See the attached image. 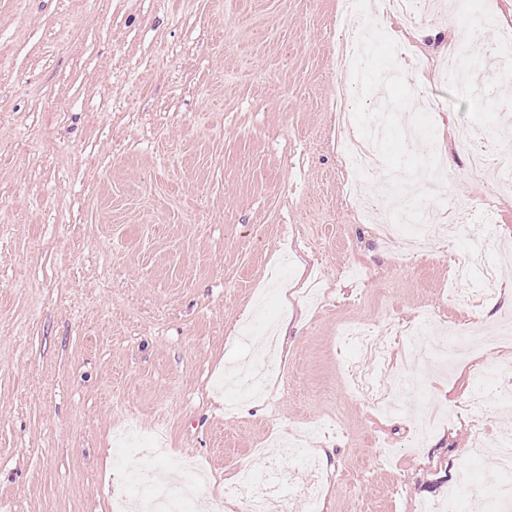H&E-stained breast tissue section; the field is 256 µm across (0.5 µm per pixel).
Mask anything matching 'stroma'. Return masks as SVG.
<instances>
[{"label": "stroma", "mask_w": 512, "mask_h": 512, "mask_svg": "<svg viewBox=\"0 0 512 512\" xmlns=\"http://www.w3.org/2000/svg\"><path fill=\"white\" fill-rule=\"evenodd\" d=\"M339 0H0V512H115L134 505L116 433L144 447L164 433L201 481L185 512H220L238 465L281 459L280 436L311 427L327 492L321 512H416L491 501L493 458L469 455L456 411L474 368L512 366V342L442 366L437 338L409 350L428 407L379 414L349 371L373 351L341 341L367 324L394 346L396 325L436 317L463 329L512 310V189L491 190L455 148L494 131L497 113L436 69L449 41L483 48L499 24L446 12L430 36L391 17L429 61L416 100L434 113L444 198L437 223L475 224L491 201L493 302L457 305L448 273L464 240L408 253L345 200L334 104ZM275 375L255 398L227 370L248 353L237 329L278 335Z\"/></svg>", "instance_id": "35a3bbf8"}]
</instances>
